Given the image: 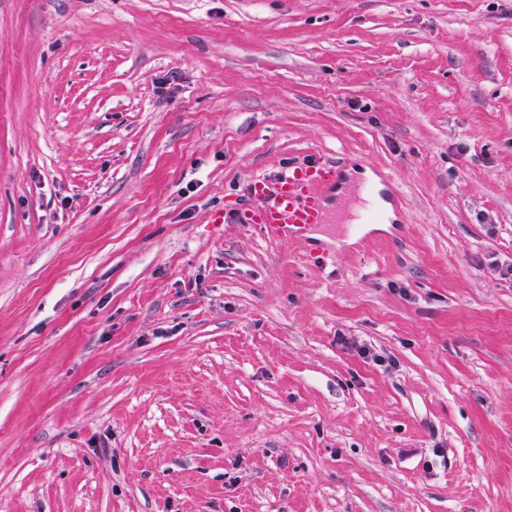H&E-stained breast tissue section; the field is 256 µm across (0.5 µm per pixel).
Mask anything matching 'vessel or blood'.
Here are the masks:
<instances>
[{
  "mask_svg": "<svg viewBox=\"0 0 512 512\" xmlns=\"http://www.w3.org/2000/svg\"><path fill=\"white\" fill-rule=\"evenodd\" d=\"M272 194H258L241 222L256 225L262 235L282 242L302 240L316 224L328 221L327 204L347 185L337 161L295 163L273 181Z\"/></svg>",
  "mask_w": 512,
  "mask_h": 512,
  "instance_id": "1",
  "label": "vessel or blood"
}]
</instances>
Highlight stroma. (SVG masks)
I'll return each mask as SVG.
<instances>
[{
  "label": "stroma",
  "mask_w": 512,
  "mask_h": 512,
  "mask_svg": "<svg viewBox=\"0 0 512 512\" xmlns=\"http://www.w3.org/2000/svg\"><path fill=\"white\" fill-rule=\"evenodd\" d=\"M509 264L512 0H0V512H512ZM268 182L274 184L273 193L257 191L258 203L239 219L256 224L262 235L281 242L300 241L314 224H327L329 200L347 185L338 160L294 163L276 179H257L252 184L256 189Z\"/></svg>",
  "instance_id": "stroma-1"
}]
</instances>
